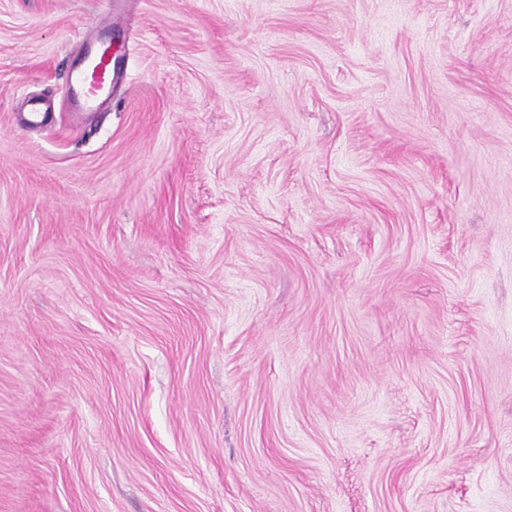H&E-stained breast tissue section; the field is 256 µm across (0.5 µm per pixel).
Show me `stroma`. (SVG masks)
Wrapping results in <instances>:
<instances>
[{"instance_id": "1", "label": "stroma", "mask_w": 512, "mask_h": 512, "mask_svg": "<svg viewBox=\"0 0 512 512\" xmlns=\"http://www.w3.org/2000/svg\"><path fill=\"white\" fill-rule=\"evenodd\" d=\"M0 512H512V0H0ZM101 37L85 48L82 65L74 66L68 77L72 111H93L112 97V85L122 70L123 44L113 41L112 13L100 27ZM53 115L48 112L46 104L39 99H31L27 103L26 112L22 115L20 123L28 128H39L52 122Z\"/></svg>"}]
</instances>
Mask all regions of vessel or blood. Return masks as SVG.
<instances>
[{
	"label": "vessel or blood",
	"mask_w": 512,
	"mask_h": 512,
	"mask_svg": "<svg viewBox=\"0 0 512 512\" xmlns=\"http://www.w3.org/2000/svg\"><path fill=\"white\" fill-rule=\"evenodd\" d=\"M100 32V38L86 46L82 64L74 66L69 73L71 106L77 113L96 110L111 99L112 85L125 61L122 44L112 38L111 22H104ZM52 119L45 103L32 99L20 122L28 128H39L50 124Z\"/></svg>",
	"instance_id": "1"
}]
</instances>
